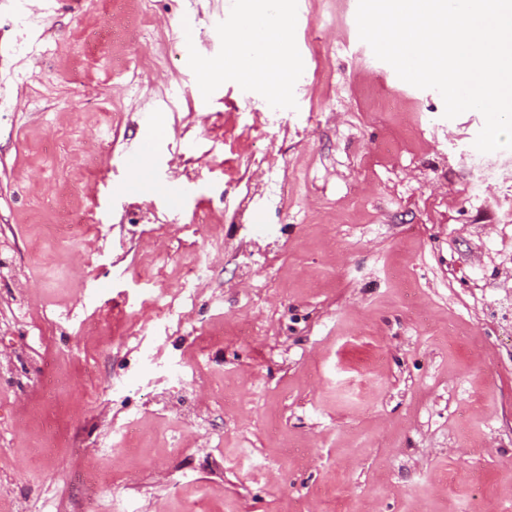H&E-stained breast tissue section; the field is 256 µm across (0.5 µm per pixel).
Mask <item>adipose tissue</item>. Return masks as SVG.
Segmentation results:
<instances>
[{
  "instance_id": "obj_1",
  "label": "adipose tissue",
  "mask_w": 512,
  "mask_h": 512,
  "mask_svg": "<svg viewBox=\"0 0 512 512\" xmlns=\"http://www.w3.org/2000/svg\"><path fill=\"white\" fill-rule=\"evenodd\" d=\"M289 27L281 0H238L236 14L224 28L227 52L223 62H203L211 77L231 66L255 75L256 87L265 95L283 91L289 73L298 63L290 54Z\"/></svg>"
}]
</instances>
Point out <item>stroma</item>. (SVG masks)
Returning <instances> with one entry per match:
<instances>
[{
    "mask_svg": "<svg viewBox=\"0 0 512 512\" xmlns=\"http://www.w3.org/2000/svg\"><path fill=\"white\" fill-rule=\"evenodd\" d=\"M285 2L302 63L274 101L198 67L234 0H0L12 505L512 512V149L377 59L358 0ZM61 208L98 235H51Z\"/></svg>",
    "mask_w": 512,
    "mask_h": 512,
    "instance_id": "35a3bbf8",
    "label": "stroma"
}]
</instances>
